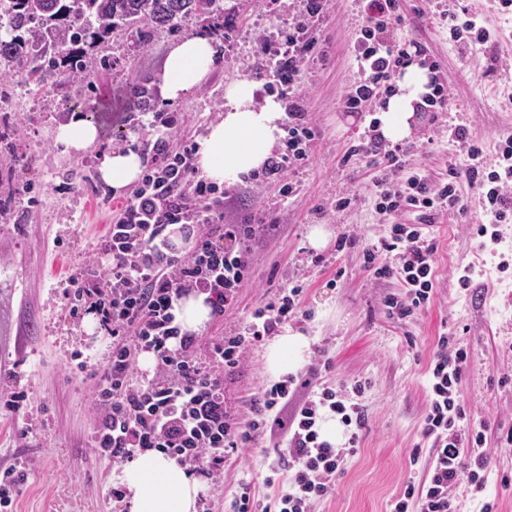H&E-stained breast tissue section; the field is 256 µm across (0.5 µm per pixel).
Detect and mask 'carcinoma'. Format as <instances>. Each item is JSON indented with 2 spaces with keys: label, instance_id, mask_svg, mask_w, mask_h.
Listing matches in <instances>:
<instances>
[{
  "label": "carcinoma",
  "instance_id": "carcinoma-1",
  "mask_svg": "<svg viewBox=\"0 0 512 512\" xmlns=\"http://www.w3.org/2000/svg\"><path fill=\"white\" fill-rule=\"evenodd\" d=\"M224 14V0H0V86L94 83L85 46L129 29L178 31L193 17Z\"/></svg>",
  "mask_w": 512,
  "mask_h": 512
}]
</instances>
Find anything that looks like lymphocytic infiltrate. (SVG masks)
I'll use <instances>...</instances> for the list:
<instances>
[{"label": "lymphocytic infiltrate", "instance_id": "1", "mask_svg": "<svg viewBox=\"0 0 512 512\" xmlns=\"http://www.w3.org/2000/svg\"><path fill=\"white\" fill-rule=\"evenodd\" d=\"M365 11L366 23L357 38V65L364 78L345 97L349 112L360 111L378 88L390 86L398 68L408 62L393 37L403 22L400 0H369ZM440 15L449 21L452 41L494 45V35L474 16L447 8ZM317 42L316 33L305 24L289 31L284 52L268 68L282 94L291 93ZM283 130L285 150L268 161L258 175L260 181H278L286 170L309 158L316 131L305 113L289 111ZM448 135L464 151L468 165L463 171L449 165L447 180L438 183L416 174L403 177L405 151L387 148L373 130L342 157L346 165L366 159L382 163L373 188L378 212L389 216L391 223L380 245L366 249L365 267L375 278L395 277L405 284V294L386 301L389 313L401 319L429 307L437 247L424 225L401 223L399 215L459 207L456 183L464 172L478 184L491 218L490 224L478 225V236L498 242L495 225L512 218V138L500 147L499 166L490 170L464 128H449ZM193 154L189 146L173 151L166 143H157L139 188L116 213L86 263L63 285L71 318L77 321L84 313H96L111 339L105 367L90 373L96 381L92 446L96 454L117 464L147 450L168 454L206 479L208 490L200 497L199 509L211 512L226 459L255 445L266 433L277 432L281 445L263 482L271 486L287 478L286 490L268 504L257 498L251 485H242L234 512H310L314 501L333 495L358 444L366 411L355 397L366 383L356 380L337 390L324 389L319 399L296 404L288 418L276 409L291 402L296 384L291 376L259 394L250 421H240L227 407L225 376L243 366L252 347L302 316L304 288L297 284L280 289L254 310L243 328L231 329L206 346L175 325L173 304L189 294L206 295L213 315L223 317L251 278L245 244L258 231L254 224L225 223L224 194L196 178ZM174 224L196 229L192 247L182 254L169 239L168 229ZM104 258L110 263L105 277L99 273ZM144 352L155 358L149 375L138 369ZM466 367V352L452 345L448 336H440L429 367V403L422 421L423 435L433 441L428 475L422 484L407 483L392 512H450L451 492L463 479L475 492L484 490L485 427L480 422L465 430L460 427L467 419L459 400ZM324 405L351 427L348 447L337 449L321 441L318 421Z\"/></svg>", "mask_w": 512, "mask_h": 512}]
</instances>
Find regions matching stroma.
Segmentation results:
<instances>
[{
    "label": "stroma",
    "instance_id": "obj_1",
    "mask_svg": "<svg viewBox=\"0 0 512 512\" xmlns=\"http://www.w3.org/2000/svg\"><path fill=\"white\" fill-rule=\"evenodd\" d=\"M457 9L479 11L503 41L483 51L451 41L434 0H401L404 23L395 35L401 46L417 47L424 61H438L451 85L448 109L419 113L407 142L405 175L437 182L449 163L465 157L448 139L449 127L465 126L483 149L487 164L497 161L500 138L512 136V13L494 10L490 0H458ZM304 0H224V16L193 19L182 32L153 30L144 44L113 40L94 53L100 67L94 86L53 88L39 97L34 86L15 80L0 98V127H9V149L0 148V170L12 172L11 204L0 212V377L29 395L25 417L0 415V466L31 463L15 494L16 512H127L113 504L108 490L120 473L111 458L90 446L93 381L78 369V356L103 363L108 339L102 326L73 325L59 280L81 264L112 222L113 206L104 198L99 163L115 147H136L153 157L162 140L170 148L196 142L224 112V91L242 75L257 83L255 98L277 94L265 67L283 49L288 29L306 21L320 33L316 52L302 67L284 107L300 106L315 126L308 161L286 170L281 183L247 180L224 190V221L263 224L267 230L250 244V282L240 288L223 318H210L198 333L201 342L242 325L281 288H305L309 320L293 328L312 340V356L301 374L309 382L299 398L319 396L355 380L368 386L359 400L366 423L357 452L346 464L334 494L314 502L312 512H390L406 482H422L432 442L422 434L428 405V367L441 334L466 349L468 368L460 397L472 420L485 424L489 457L487 488L467 484L452 492L454 512H481L495 500L497 512H512V452L500 446L512 431V223L501 225L497 244H484L476 227L489 218L479 206L476 186L459 179L465 209L435 214L433 232L435 290L428 309L413 319L389 314L387 297L401 295L396 278L377 279L364 267L363 248L388 233V217L375 209L377 166L342 165L349 146L367 130L381 103L349 112L344 95L358 80L357 32L363 22L361 0H329L326 12L305 18ZM208 31L221 43L224 65L195 92L168 103L153 96L146 108H126L132 86L155 88L169 45L180 34ZM98 107L103 138L87 152L71 156L52 132L66 122L73 101ZM176 118L175 129L164 126ZM292 187L281 192L282 184ZM351 198L343 210L334 203ZM335 234L354 233L358 244L316 251L307 244L312 225ZM473 272L461 287L464 269ZM265 345L253 347L245 365L224 379V397L241 419L252 416V402L274 378L265 367ZM275 454L266 443L224 463L223 496L216 512H233L239 484L275 497L281 485L262 483Z\"/></svg>",
    "mask_w": 512,
    "mask_h": 512
}]
</instances>
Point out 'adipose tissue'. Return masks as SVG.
Instances as JSON below:
<instances>
[{
  "label": "adipose tissue",
  "mask_w": 512,
  "mask_h": 512,
  "mask_svg": "<svg viewBox=\"0 0 512 512\" xmlns=\"http://www.w3.org/2000/svg\"><path fill=\"white\" fill-rule=\"evenodd\" d=\"M223 64V56L210 36L197 33L172 43L166 53L157 86L163 100L175 101L199 89ZM429 77L416 62L403 67L397 90L378 115L379 130L390 142L409 138L416 109L427 91ZM256 84L242 77L224 93V116L207 126L197 140V167L211 182L234 186L260 170L272 155L280 136L284 108L276 97L255 101ZM101 131L82 110H74L69 122L59 125L55 140L67 154L79 155L99 142ZM143 169L133 150L106 154L99 167L102 179L121 191L135 184ZM311 339L292 328L268 345L265 365L279 376L302 369L311 355ZM130 492V512H195L198 479L174 458L148 451L137 455L123 470Z\"/></svg>",
  "instance_id": "adipose-tissue-1"
}]
</instances>
